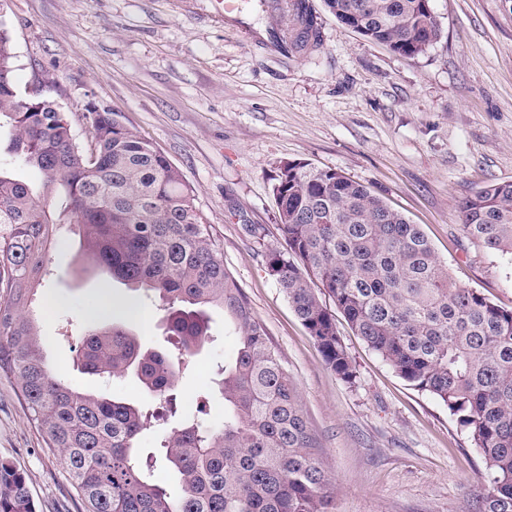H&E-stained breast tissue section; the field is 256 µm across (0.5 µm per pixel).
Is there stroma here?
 Here are the masks:
<instances>
[{
	"instance_id": "35a3bbf8",
	"label": "stroma",
	"mask_w": 512,
	"mask_h": 512,
	"mask_svg": "<svg viewBox=\"0 0 512 512\" xmlns=\"http://www.w3.org/2000/svg\"><path fill=\"white\" fill-rule=\"evenodd\" d=\"M322 45L274 57L216 16L213 0H0L21 96L45 90L87 141L89 106L116 112L193 189L243 289L292 374L333 481L331 512H478L490 491L483 457L447 406L414 389L337 316L354 382L326 365L266 267L285 250L272 196L286 162L363 183L420 225L456 282L512 308V261L463 237L459 205L512 182V0H431L441 39L404 57L342 25L312 0ZM52 277L32 306L48 365L81 392L155 406L135 376L102 379L73 361L87 327L120 322L149 349L170 346L153 293L103 280L80 258L76 225L49 250ZM111 309H104V301ZM210 336L176 391L184 415L224 424L213 373L237 348L233 324L208 312ZM209 393L199 407L201 393ZM29 478L36 512H80L0 375V459Z\"/></svg>"
}]
</instances>
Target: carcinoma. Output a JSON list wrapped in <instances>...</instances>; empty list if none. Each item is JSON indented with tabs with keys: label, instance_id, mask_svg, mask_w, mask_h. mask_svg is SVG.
<instances>
[{
	"label": "carcinoma",
	"instance_id": "carcinoma-1",
	"mask_svg": "<svg viewBox=\"0 0 512 512\" xmlns=\"http://www.w3.org/2000/svg\"><path fill=\"white\" fill-rule=\"evenodd\" d=\"M280 17L293 54L320 46L309 0ZM346 27L407 57L426 53L442 29L424 0H324ZM11 37L0 19V129L7 152L38 170V193L0 163V374L56 457L81 512H329L331 480L317 457L297 386L279 351L224 268L210 225L178 168L114 112L89 113L91 143H80L54 101L20 104ZM65 198L56 212L49 194ZM272 194L286 251L268 254L269 274L315 340L331 371L355 378L335 316L410 386L458 417L486 464L492 491L479 512H512V309L458 286L419 225L362 184L305 162L283 164ZM78 224L83 256L108 280L153 292L180 353L149 351L113 322L86 333L77 359L87 372L134 374L166 404L174 425L160 442L179 473L171 498L152 479L138 438L160 414L70 388L50 371L29 315L47 273L58 226ZM462 233L512 257V182L488 185L460 208ZM233 321L238 348L215 380L224 427L182 415L177 377L184 356L207 339L206 309ZM0 512H35L27 477L0 460Z\"/></svg>",
	"mask_w": 512,
	"mask_h": 512
}]
</instances>
